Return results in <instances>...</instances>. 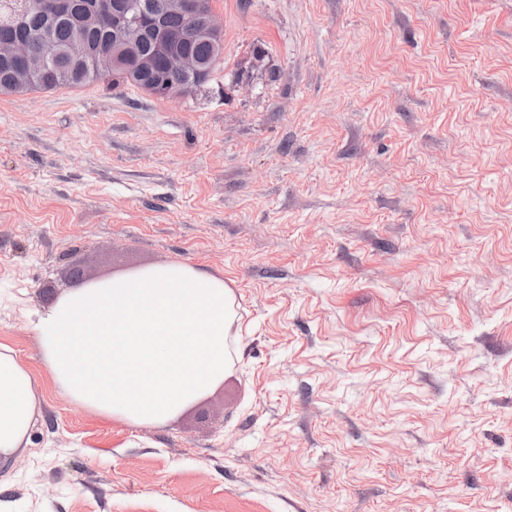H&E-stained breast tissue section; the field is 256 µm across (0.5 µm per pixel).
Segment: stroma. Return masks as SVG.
<instances>
[{"instance_id": "stroma-1", "label": "stroma", "mask_w": 512, "mask_h": 512, "mask_svg": "<svg viewBox=\"0 0 512 512\" xmlns=\"http://www.w3.org/2000/svg\"><path fill=\"white\" fill-rule=\"evenodd\" d=\"M211 7L189 96L0 93V347L38 405L0 512H512V0ZM74 264L222 278L223 382L163 425L74 401L28 318Z\"/></svg>"}]
</instances>
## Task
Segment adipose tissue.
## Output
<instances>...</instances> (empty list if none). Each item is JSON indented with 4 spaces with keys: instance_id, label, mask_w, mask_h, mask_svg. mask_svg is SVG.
<instances>
[{
    "instance_id": "ef3b65f1",
    "label": "adipose tissue",
    "mask_w": 512,
    "mask_h": 512,
    "mask_svg": "<svg viewBox=\"0 0 512 512\" xmlns=\"http://www.w3.org/2000/svg\"><path fill=\"white\" fill-rule=\"evenodd\" d=\"M36 409L28 371L12 350L0 349V465L22 448Z\"/></svg>"
}]
</instances>
